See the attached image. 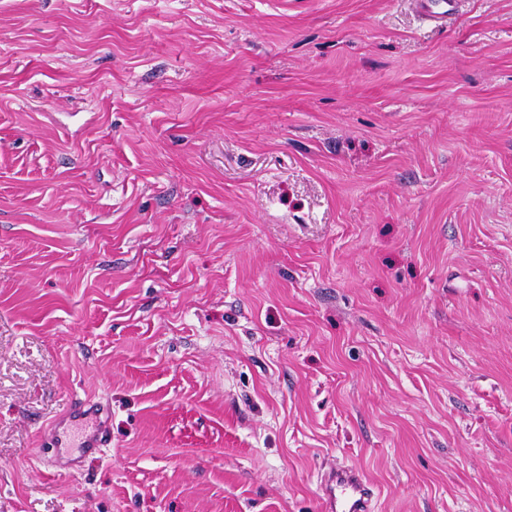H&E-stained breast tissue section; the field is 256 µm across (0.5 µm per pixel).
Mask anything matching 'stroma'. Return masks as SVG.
Wrapping results in <instances>:
<instances>
[{"label": "stroma", "mask_w": 512, "mask_h": 512, "mask_svg": "<svg viewBox=\"0 0 512 512\" xmlns=\"http://www.w3.org/2000/svg\"><path fill=\"white\" fill-rule=\"evenodd\" d=\"M332 466L512 512V0H0V512H322ZM453 0H415L417 8L428 19L445 23L448 22L449 11ZM100 411V412H99ZM106 411L100 403H76L72 408L68 421L61 425L57 432L49 439H46L40 452L43 454L55 453L57 448H66L65 437L68 431L74 426L92 421L91 430L83 432L81 436L80 448H104L111 441V434L102 429L100 425V415ZM62 429V432L60 431Z\"/></svg>", "instance_id": "35a3bbf8"}]
</instances>
